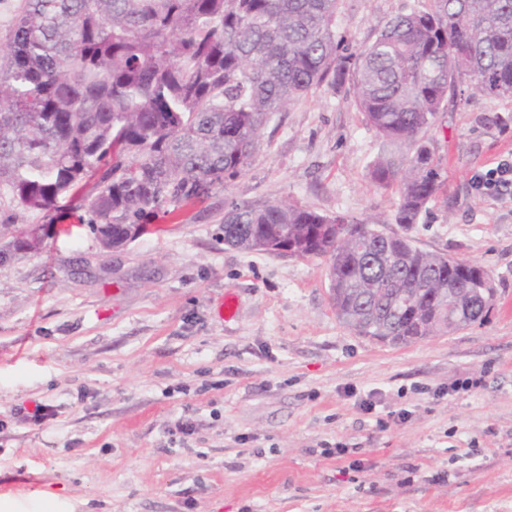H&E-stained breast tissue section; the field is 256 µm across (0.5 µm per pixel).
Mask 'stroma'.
Here are the masks:
<instances>
[{
  "label": "stroma",
  "instance_id": "stroma-1",
  "mask_svg": "<svg viewBox=\"0 0 512 512\" xmlns=\"http://www.w3.org/2000/svg\"><path fill=\"white\" fill-rule=\"evenodd\" d=\"M429 4L340 0L336 29L355 52ZM427 139L443 187L409 235L484 267L497 299L484 323L405 345L337 320L328 258L224 243L231 200L395 230L398 198L369 173L403 147L329 87L264 128L244 174L145 217L123 249L84 211H17L16 229H50L0 265V487L15 512H512V191L471 184L512 157V97L461 82ZM465 378L482 385L457 389Z\"/></svg>",
  "mask_w": 512,
  "mask_h": 512
}]
</instances>
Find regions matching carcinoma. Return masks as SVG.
I'll list each match as a JSON object with an SVG mask.
<instances>
[{"instance_id":"obj_1","label":"carcinoma","mask_w":512,"mask_h":512,"mask_svg":"<svg viewBox=\"0 0 512 512\" xmlns=\"http://www.w3.org/2000/svg\"><path fill=\"white\" fill-rule=\"evenodd\" d=\"M338 2L19 0L0 47V204L49 213L67 198L103 247L122 248L144 217L241 176L272 117L325 84L408 147L370 179L412 227L441 188L425 136L457 82L512 97V0H431L357 53L341 51ZM222 224L231 247L329 257L337 318L360 336L452 333L495 303L481 266L365 222L231 201Z\"/></svg>"}]
</instances>
